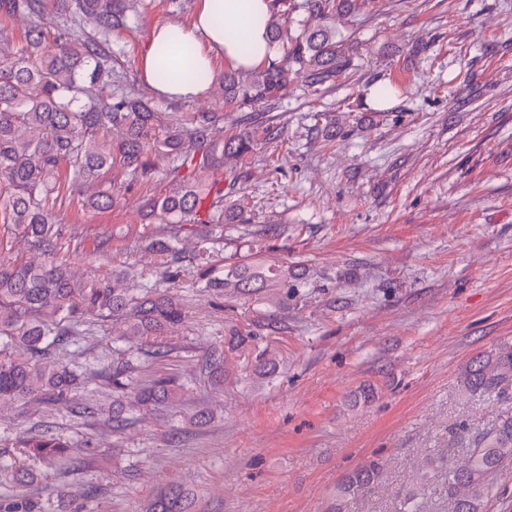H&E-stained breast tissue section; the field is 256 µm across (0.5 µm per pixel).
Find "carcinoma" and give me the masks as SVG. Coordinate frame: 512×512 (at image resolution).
I'll return each instance as SVG.
<instances>
[{"instance_id":"obj_1","label":"carcinoma","mask_w":512,"mask_h":512,"mask_svg":"<svg viewBox=\"0 0 512 512\" xmlns=\"http://www.w3.org/2000/svg\"><path fill=\"white\" fill-rule=\"evenodd\" d=\"M56 9L74 21L92 20L98 34L67 40L40 26L47 0H0V14L25 18L24 44L10 60L0 59V224L26 239L43 256L39 263L20 261L4 252L0 241V403L40 397L73 415L85 407L75 400L85 372L52 356L77 335L89 316L122 318L135 336L158 337L185 318L183 304L170 289L141 284L136 292L117 287L110 277L78 281L58 261L59 225L52 223L49 199L60 193L70 173L82 184L115 166L136 179L150 171L149 153L173 158L159 192L145 203V218L162 224H202L194 251L176 236H145L141 245L163 260L162 279L172 286L193 264L195 281L228 300L258 295L275 306L288 304V289L301 287L300 274L286 263L257 256L226 264L218 258L224 225L236 223L247 208L245 196L224 200V188L212 179L252 147L243 129L221 143L210 139L216 121L209 112L161 123L145 101L104 89L112 86V49L100 36L126 26L135 0H55ZM368 0H303L299 7L317 24L294 35L286 22L270 20L273 58L245 80L224 73V101L252 109L278 98L303 75L323 85L350 66L355 46L337 27L340 18L359 14ZM251 330H233L227 349H214L202 370L229 368L228 352L253 342ZM465 389L485 393L512 385V346L478 356L462 372ZM174 380L160 376L140 391L146 404L164 401ZM67 442L49 430L23 441L19 456L0 477L23 488L35 473L21 458L53 462L67 455ZM512 464V410L445 465L451 512H484L497 483ZM381 463L370 459L352 470L336 488L333 512H351L353 500L379 480ZM148 512H192L188 491L170 485L152 499Z\"/></svg>"}]
</instances>
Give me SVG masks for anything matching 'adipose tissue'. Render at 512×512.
Segmentation results:
<instances>
[{"instance_id": "1", "label": "adipose tissue", "mask_w": 512, "mask_h": 512, "mask_svg": "<svg viewBox=\"0 0 512 512\" xmlns=\"http://www.w3.org/2000/svg\"><path fill=\"white\" fill-rule=\"evenodd\" d=\"M273 8V0H200L191 23L167 22L152 29L140 70L158 98L200 99L206 84L193 79V72L212 74L219 60L236 69L267 63ZM244 40L251 46L247 56L240 52ZM162 58L168 73L158 81L154 74Z\"/></svg>"}]
</instances>
